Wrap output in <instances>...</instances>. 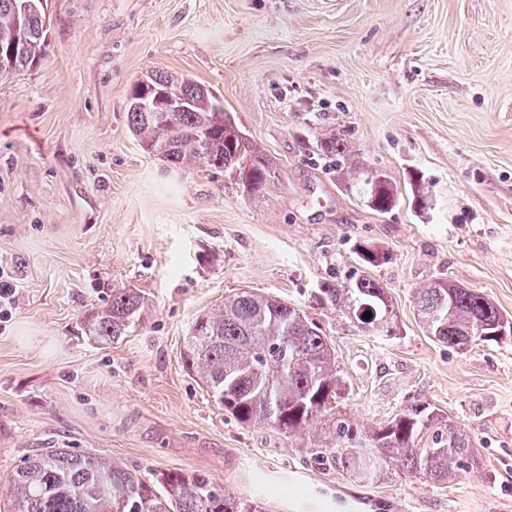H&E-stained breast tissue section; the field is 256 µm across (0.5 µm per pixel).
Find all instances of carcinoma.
Segmentation results:
<instances>
[{
	"mask_svg": "<svg viewBox=\"0 0 512 512\" xmlns=\"http://www.w3.org/2000/svg\"><path fill=\"white\" fill-rule=\"evenodd\" d=\"M20 0H0V78L16 73L46 51L44 11L22 12ZM153 90L165 100H183L179 112H146L134 84L127 122L143 148L174 171L215 170L233 178L248 197L257 198L276 177L265 151L237 126L223 102L184 78L155 72ZM369 208L379 214L397 201L392 182L379 174L375 190L357 180ZM360 269L344 285L323 283L317 298L344 308L374 329L389 323L388 296L371 269L385 252L360 248ZM415 308L427 335L464 351L476 342H499L512 328L486 296L445 278L415 293ZM147 302L131 289H115L112 300L88 314L85 335L110 345L136 331ZM371 317L366 319L364 314ZM183 359L207 394L242 424H266L285 433L310 426L345 389L331 341L307 313L253 291L224 298V304L198 315L185 337ZM336 460L357 476L372 478L392 468L446 482L478 466L472 437L448 414L416 404L387 424L363 434L336 423ZM10 512H268L267 502L230 494L204 470L165 471L151 479L123 463L92 453L51 448L29 457L10 482Z\"/></svg>",
	"mask_w": 512,
	"mask_h": 512,
	"instance_id": "1",
	"label": "carcinoma"
}]
</instances>
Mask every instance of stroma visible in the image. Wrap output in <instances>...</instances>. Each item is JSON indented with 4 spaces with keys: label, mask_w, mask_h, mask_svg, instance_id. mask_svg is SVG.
Returning a JSON list of instances; mask_svg holds the SVG:
<instances>
[{
    "label": "stroma",
    "mask_w": 512,
    "mask_h": 512,
    "mask_svg": "<svg viewBox=\"0 0 512 512\" xmlns=\"http://www.w3.org/2000/svg\"><path fill=\"white\" fill-rule=\"evenodd\" d=\"M47 50L0 82V503L47 448L152 477L207 470L272 512H512V339L460 352L426 336L416 288L449 278L512 317V0H49ZM221 96L277 165L252 199L221 173L167 170L126 112L149 71ZM397 189L371 210L318 146ZM425 204H416L417 194ZM389 255L395 335L313 298ZM116 288L143 325L100 346L84 317ZM239 289L305 310L346 384L303 432L239 423L188 373L192 320ZM427 402L473 436L450 483L336 464V422L367 430Z\"/></svg>",
    "instance_id": "stroma-1"
}]
</instances>
